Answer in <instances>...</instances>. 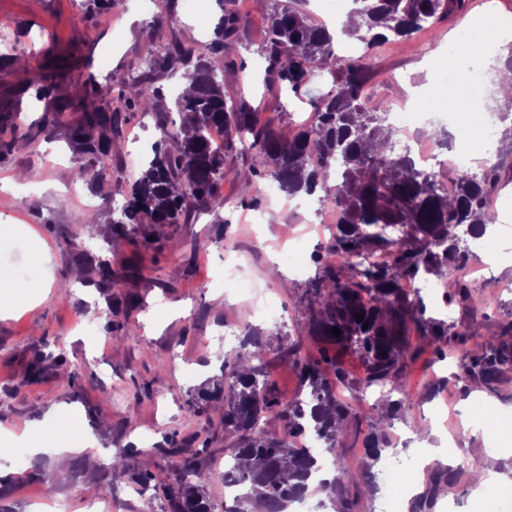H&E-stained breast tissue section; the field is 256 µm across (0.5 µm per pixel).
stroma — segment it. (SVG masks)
<instances>
[{
  "mask_svg": "<svg viewBox=\"0 0 512 512\" xmlns=\"http://www.w3.org/2000/svg\"><path fill=\"white\" fill-rule=\"evenodd\" d=\"M236 0L242 24L224 71L228 98H245L264 120H272L282 136L295 133L299 124L312 122L317 98L332 87L328 71H315L301 94L265 85L263 72L254 67L266 36L267 15L281 0ZM83 0H0V54L22 57L25 67L0 72V102L21 116L25 140L0 154V238L13 241V261L35 267L30 280L0 279V301L11 311L0 317V504L9 512H32L36 498L71 500L72 512H84L81 496L100 501L104 512H140L142 498L120 473L104 467L107 451L139 445L151 435L153 447L133 456L132 464L159 473L168 460L156 449L164 439L196 435L204 442L199 454L202 484L217 503L224 500V430L215 408L191 409L192 392L219 378L225 352L220 338L225 327L251 324L264 332L268 352L264 364L281 397L294 399L301 386L291 363L283 357L287 337H303L304 348L315 351L308 337L306 313L300 303L317 273L289 271L287 258L276 252L283 243L280 224L292 225L307 253L322 242L309 233L304 209L270 200L262 193V180L254 176L241 155L226 162L236 172L222 193L230 197L220 213L191 216L184 224L151 230L158 246L146 249L134 241L113 240L110 219L115 210L97 186L74 184L73 154L69 146L67 113L63 126L52 136L38 123L47 108L24 93L26 67L64 58L74 66L67 82L68 95H76L86 81H95L102 97L112 95L113 84L138 76L147 68L150 53L162 52L175 39L208 40L219 20L215 0H204L201 14L186 12L183 0H156L163 22L150 33L139 0H124L122 9L95 13L82 21ZM483 4L442 20L407 38L389 40L375 50L365 90L374 103L392 104L411 97L415 89L432 87L434 74L427 64L446 52L460 28L482 15ZM111 46L109 66L101 64L103 46ZM156 114L137 115L120 129L116 150L108 160L113 186L127 187L151 160L152 144L159 139ZM96 202L94 211L81 207L85 198ZM278 212L280 224L251 228L255 214ZM227 227L223 241L215 239L217 217ZM85 242L95 259L110 264L123 277L129 260H137L153 285L129 282L137 300L130 311L131 333L114 341L104 330L108 296L96 286L97 277L79 272L77 244ZM237 248L260 291L270 305L266 316L251 315L248 297L224 284V251ZM84 312L91 334L72 328L76 312ZM65 353L71 374L81 385L72 392L68 376L49 374L43 380L24 378V362L33 352ZM452 359L437 361L422 355L408 377L412 390L395 429L419 439L421 432L438 425L443 411L458 412L463 396L452 379ZM57 429L40 451L31 452L30 464L53 476L52 484L29 479L14 465V454L24 448L21 435L29 427L47 432ZM461 512H505L512 494L488 492L477 501L471 487L460 483L441 497L433 512H448L450 503Z\"/></svg>",
  "mask_w": 512,
  "mask_h": 512,
  "instance_id": "1",
  "label": "stroma"
}]
</instances>
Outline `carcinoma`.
<instances>
[{
	"mask_svg": "<svg viewBox=\"0 0 512 512\" xmlns=\"http://www.w3.org/2000/svg\"><path fill=\"white\" fill-rule=\"evenodd\" d=\"M218 2L223 14L209 43L199 47L176 40L163 54L150 56V70L181 71L192 78L193 91L174 98L181 114L179 125L160 122V142L141 175L125 190L119 214L112 218V238H137L146 226L180 224L194 212L224 207L221 188L232 170L225 166L224 153L211 143L210 131L215 128L224 129L225 153L246 155L258 178L278 182L290 196L302 191L311 194L319 188L332 198L340 222L336 235L314 256L318 275L303 297L309 335L321 343L322 350L319 356L309 357L300 354V342L288 346V359L306 398L284 400L277 394L263 369L268 344L246 321L240 348L224 356L221 378L201 391L198 399L211 407H224L220 424L229 441L224 457L232 460L224 480L246 487L243 498L224 501V512H289L320 467L317 458L293 445L307 433L336 455L331 480L336 512H359L363 490L377 488L375 465L392 452L387 428L404 403L402 398L392 399V394L404 393L409 369L417 360L406 339L409 328L427 337L435 354L454 356V377L466 386L479 383L497 394L512 378V315L497 330L483 332L488 313L472 284L456 275L475 256L458 227L468 226L473 236L497 222L488 196L499 183L498 171L493 169L480 178L459 171L455 196L443 194L435 176L418 171L409 153L394 151L386 106L367 107L363 101L364 74L377 45L392 37L409 36L424 22L434 24L461 13L467 3L354 0L349 26L364 48L356 60L336 58L326 27L312 23L299 9L285 5L272 11L260 47L267 84L286 86L296 93L314 67L336 75L333 88L316 105L314 122L284 138L271 124H259L246 100L226 98L224 67L240 18L230 7L233 0ZM27 74L26 89L53 100L42 116V131L55 129L70 109L79 113L69 130L78 155L72 176L82 185L108 180L106 170L84 163L83 158L112 154L120 123L139 112L164 114L163 89L147 75L132 84L120 83L106 103L92 82L74 98L56 96L62 80L56 68L38 67ZM25 137L10 114L0 115V150H10ZM390 226L397 227V236L386 233ZM151 244L149 237H143L144 246ZM377 250L390 251L392 262L383 266L362 262L366 254ZM99 275L98 285L113 298L110 313L134 305L133 297L121 291L124 283L112 279L107 263L99 264ZM409 277L448 280L443 300L456 306L462 319L450 323L428 315L424 298L402 292L400 284ZM358 315L363 320H357ZM335 327L341 330L338 336L333 333ZM344 350L362 359V380L347 379L336 358ZM64 365L62 354L48 357L35 351L26 363L25 377L38 380ZM326 369L334 372L336 382L324 376ZM338 383L358 392L372 386L387 389L383 397L389 411L379 416V424L371 423V417L360 414L337 394ZM270 413L281 424L277 432L266 427ZM364 423L368 430L363 434ZM358 438L368 464L354 468L343 449L355 447ZM165 445L162 452L170 460V470L164 476L131 466L132 448L113 455L110 468L143 492L162 490L168 512H215L199 485V452L174 438ZM484 468L480 456L468 458L464 467L433 463L427 490L413 499L412 512H430L436 500L463 476L476 486Z\"/></svg>",
	"mask_w": 512,
	"mask_h": 512,
	"instance_id": "1",
	"label": "carcinoma"
}]
</instances>
